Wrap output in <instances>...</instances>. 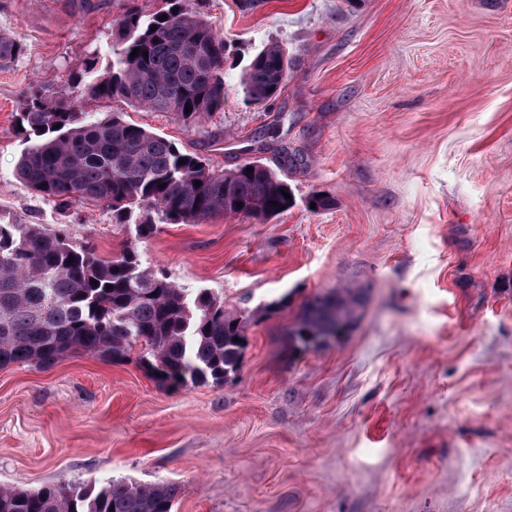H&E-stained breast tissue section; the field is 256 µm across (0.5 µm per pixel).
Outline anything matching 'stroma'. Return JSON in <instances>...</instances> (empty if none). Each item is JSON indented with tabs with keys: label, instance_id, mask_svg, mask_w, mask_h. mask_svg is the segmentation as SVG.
Returning a JSON list of instances; mask_svg holds the SVG:
<instances>
[{
	"label": "stroma",
	"instance_id": "stroma-1",
	"mask_svg": "<svg viewBox=\"0 0 512 512\" xmlns=\"http://www.w3.org/2000/svg\"><path fill=\"white\" fill-rule=\"evenodd\" d=\"M0 0L23 51L0 67V221L67 229L103 259L206 289L242 319L224 385L164 388L136 363L67 356L0 368V485L130 479L176 486L173 512H512V0H181L228 45L224 109L187 127L124 113L215 169H281L280 215L162 224L68 208L15 177L34 84L112 62V21L161 0ZM288 80L264 104L240 85L265 45ZM326 194L332 208L314 210ZM361 289L356 324L295 349L305 303Z\"/></svg>",
	"mask_w": 512,
	"mask_h": 512
}]
</instances>
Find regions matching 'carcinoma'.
Wrapping results in <instances>:
<instances>
[{
  "mask_svg": "<svg viewBox=\"0 0 512 512\" xmlns=\"http://www.w3.org/2000/svg\"><path fill=\"white\" fill-rule=\"evenodd\" d=\"M163 15L167 20H159ZM112 35L105 72L88 67L72 78L65 97L39 84L27 91L18 115L27 146L17 179L62 207L94 201L121 213L143 209V239L157 230L151 211L167 224H195L218 214L268 218L292 205L283 195L291 192L288 183L263 163L217 170L117 113L99 119L86 111L93 101L119 98L171 112L188 127L222 111L226 46L203 14L179 9V0H164L149 13L129 8L114 19ZM21 52L17 37L0 34L1 65ZM288 67L280 44L265 46L242 75L246 97L255 103L276 97ZM361 306V293L351 288L308 302L290 330L294 346L338 338ZM245 342L242 321L224 311L223 301L141 268L133 249L107 260L74 245L63 230L0 223V367H49L72 354L134 358L162 387L221 385L239 370ZM175 496L172 485L125 479L98 488L60 481L33 492L1 486L0 512H172Z\"/></svg>",
  "mask_w": 512,
  "mask_h": 512,
  "instance_id": "obj_1",
  "label": "carcinoma"
}]
</instances>
